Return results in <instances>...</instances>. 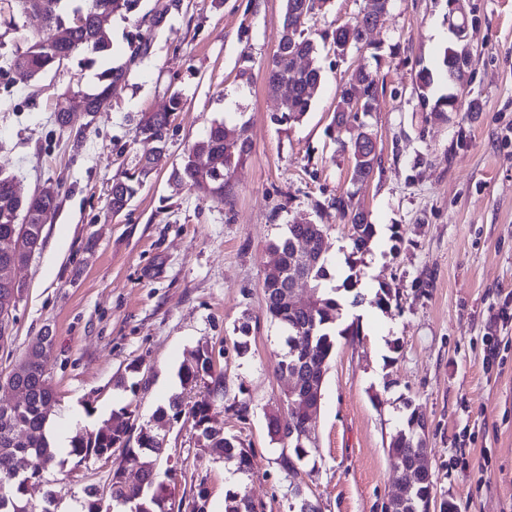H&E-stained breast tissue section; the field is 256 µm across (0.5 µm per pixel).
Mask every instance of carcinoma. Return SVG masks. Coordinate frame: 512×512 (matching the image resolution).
I'll list each match as a JSON object with an SVG mask.
<instances>
[{"label":"carcinoma","instance_id":"cac0c4a2","mask_svg":"<svg viewBox=\"0 0 512 512\" xmlns=\"http://www.w3.org/2000/svg\"><path fill=\"white\" fill-rule=\"evenodd\" d=\"M24 13H36L43 18L50 35L33 38L27 49L13 56L9 68L21 82H30L47 71L60 66V60H72L76 54L84 57L79 60L83 67H93L97 62L104 69L97 73V91H75L65 95L58 104L56 121L59 126L69 125L75 112L87 115L102 112L109 106L112 88L126 81L130 66L149 53L151 34L137 32L130 40V55L118 65L110 62L112 41L102 22L114 15L136 19L140 0H14ZM328 0H284V11L279 30L277 49L268 68L267 86L272 92L288 85V99L283 120H300L308 111L313 92L317 89L321 74L320 67L313 64L319 49L307 34V24L316 11L322 9ZM391 0H365V5L354 23L336 28L333 44L343 48L336 55L345 57L359 48L360 24L372 15L389 12ZM180 0H165L161 10L153 11L149 28L157 29L165 22V16L178 8ZM308 59L304 68L296 66V61ZM379 82L377 74L367 66L354 68L342 85L335 108L338 121L331 122L337 127V141L342 149L349 151L352 159L351 181L354 184L369 179L374 171L377 157L362 150L359 144L362 127L367 122L354 110L352 90L364 94L362 106H373L377 98ZM421 106L440 117L457 111L460 100L446 95L432 96L433 77L429 70H420L415 78ZM181 106L178 93H173L169 108L164 112H146L138 122V132L145 140L157 144L162 150L170 126V116ZM251 144L241 139V131L236 125L225 121H215L205 138L195 142L182 155L179 166L173 170L172 181L178 185H189L202 190L208 196L224 200V189L231 173L250 156ZM155 157L149 153L139 161V167L123 179L112 184L108 202L113 213L131 203L145 185L154 169ZM14 178L0 171V244L11 236L12 228L26 227L22 238L16 241L10 253L0 248V297L11 289L4 287L3 271L8 267L26 264L43 244L42 216L55 214L60 194L59 185L49 183L29 198H19L13 191ZM330 207L350 224V239L353 251L346 259L349 274L342 287L331 284L333 275L328 268L327 256L321 254L325 225L295 223L287 228L284 235L270 244V249L280 256L285 275L279 281H264L265 307L268 317L284 330L286 351L280 361L282 372L290 371L292 363L307 361L306 376L312 377L323 368H328L335 348V335H359V328L349 326L335 331L340 317L341 304L337 299L339 289L352 291L358 284V260L354 256L370 250L374 238V225L366 219L365 212L353 205V194L348 193L334 198ZM312 259L305 272V280L314 297L311 310L302 311L291 307L288 302L292 282L286 271L299 264L303 256ZM51 348L48 337H36L23 355L27 368L14 374L17 386L21 387L26 398L13 406L9 412L0 407V512H49L45 507L37 509L24 499L25 483L15 477L14 469L19 459L28 458L32 470L38 474L48 471L57 464V452L51 450L46 435V426L55 402V390L49 374L44 372L46 355L39 346ZM179 378L182 389L204 385L213 397L224 396V374L215 373L209 351L205 350L181 366ZM184 415L191 428L204 439V451L219 459H232L237 471L248 474L253 469L254 451L236 438L224 437V427L211 400H204L184 407V396H172L168 404L156 411V419L176 418ZM297 415L296 406L288 396H283L276 410L268 415V422L282 419L292 421ZM421 418L414 408L406 418V425L390 438L388 448L399 453L407 464L425 449V432L416 426ZM133 426L129 424L126 409L111 413L110 417L91 429H81L71 437L68 454L82 462L88 458L103 455L112 457V450H121L127 460L136 467L139 479L133 484L123 483L119 472H113L108 497H103L95 488L85 490L81 512H110V506H130L134 512H168L171 500L175 498L172 485L178 480L175 469L160 470L158 463L168 455L163 439L154 435V440L131 445ZM271 440L282 444L277 458L281 471L291 476L295 465L302 457L310 454V443L300 448L297 444L285 445L276 434ZM205 481L195 485L191 502L184 512H208V502L203 500ZM437 499L436 481L431 474L418 479L414 488L397 497L393 512H428V506ZM224 512H254L250 496L244 490L230 491L225 495Z\"/></svg>","mask_w":512,"mask_h":512}]
</instances>
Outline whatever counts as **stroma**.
I'll return each instance as SVG.
<instances>
[{
    "label": "stroma",
    "mask_w": 512,
    "mask_h": 512,
    "mask_svg": "<svg viewBox=\"0 0 512 512\" xmlns=\"http://www.w3.org/2000/svg\"><path fill=\"white\" fill-rule=\"evenodd\" d=\"M363 6L329 0L309 22L322 45L321 81L301 120L276 124L285 94L266 86L283 0H182L107 111L76 113L62 129L59 101L91 90L97 70L70 61L35 81L16 80L6 62L25 49L23 35L43 33L44 24L0 0V168L24 196L62 185L41 249L16 272L25 292L12 338L0 347V375L34 337L50 334L53 423L68 425L78 413L91 426L127 406L141 426L180 393L181 365L205 347L224 372L227 396L249 405L246 420L224 414V432L254 449V468L239 484L265 512H289L297 485L321 512H385L396 492L388 443L412 405L426 424L425 461L439 492L458 512H512V322L489 320L512 296V0H464L463 15L453 17L448 0H392L369 36L372 50L336 57L325 39ZM459 23L470 49L465 91L458 111L439 120L421 108L415 76L430 69L435 95L447 93L443 50L459 40ZM375 59L384 81L370 117L378 160L355 186L350 154L329 123L349 72ZM243 70L252 75L245 88ZM175 92L182 105L149 183L112 214L113 180L151 148L136 133L141 113L164 110ZM216 119L245 124L253 147L224 203L170 179ZM349 192L376 228L357 265L363 302L341 295L338 325L357 324L359 333L336 339L317 447L289 477L265 419L288 383L278 370L281 329L265 313L269 244L288 224L326 225L327 255L344 279L349 227L327 203ZM382 289L391 296L386 309L376 304ZM244 323L249 347L241 352ZM489 336L498 339L501 363L488 371ZM159 434L196 458L211 489L209 512H224V474L235 462L205 454L182 423L166 422ZM59 457L61 466L26 492L38 506L53 495L54 512H78L86 489L107 492L112 468L126 464L119 452L108 466Z\"/></svg>",
    "instance_id": "1"
}]
</instances>
